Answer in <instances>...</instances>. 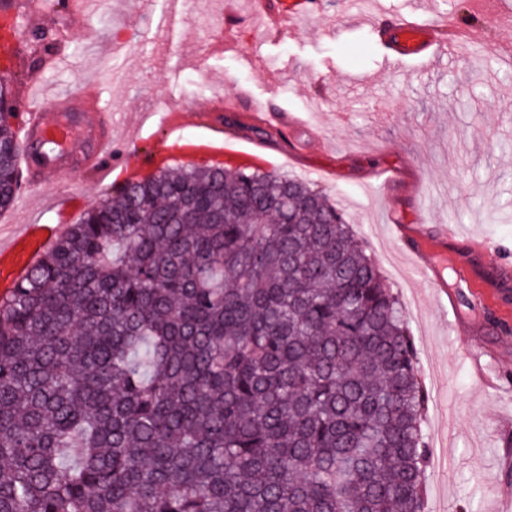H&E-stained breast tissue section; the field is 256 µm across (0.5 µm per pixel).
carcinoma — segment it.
Instances as JSON below:
<instances>
[{
	"label": "carcinoma",
	"instance_id": "cac0c4a2",
	"mask_svg": "<svg viewBox=\"0 0 512 512\" xmlns=\"http://www.w3.org/2000/svg\"><path fill=\"white\" fill-rule=\"evenodd\" d=\"M428 402L398 295L321 191L160 170L0 301V512H424Z\"/></svg>",
	"mask_w": 512,
	"mask_h": 512
}]
</instances>
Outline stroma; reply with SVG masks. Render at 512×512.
<instances>
[{"mask_svg": "<svg viewBox=\"0 0 512 512\" xmlns=\"http://www.w3.org/2000/svg\"><path fill=\"white\" fill-rule=\"evenodd\" d=\"M428 13L453 12L483 25L491 44L512 49V0H422ZM7 0L25 31L10 47L9 98L37 84L89 111L83 81L101 80L96 106L116 113L113 138L130 152L160 148L168 130L152 112L171 99L233 129L245 147L275 158L276 172L314 184L343 210L354 235L397 292L430 395L424 418L431 454L425 512H512V468L482 458L512 457V67L483 51L440 54L428 66L396 64L346 0H321L302 27L265 31L251 0H97L98 35L86 39L68 20L65 0ZM177 10L178 26L157 19ZM61 29L55 67L35 66L29 31ZM125 48L123 74L109 78V51ZM246 93L254 102L320 128L323 144L283 158V135L251 110L223 107ZM388 182L386 193L374 187ZM115 188L69 171L37 189L21 184L0 212L11 232L33 219L57 223L63 206L88 209ZM487 238L489 254L477 247ZM435 265L439 292L417 263ZM464 289L450 303L446 293ZM497 382L484 389L482 379Z\"/></svg>", "mask_w": 512, "mask_h": 512, "instance_id": "1", "label": "stroma"}]
</instances>
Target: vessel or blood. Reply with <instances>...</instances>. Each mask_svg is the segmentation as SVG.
<instances>
[{
    "label": "vessel or blood",
    "instance_id": "obj_1",
    "mask_svg": "<svg viewBox=\"0 0 512 512\" xmlns=\"http://www.w3.org/2000/svg\"><path fill=\"white\" fill-rule=\"evenodd\" d=\"M355 14L379 30V37L387 42L395 61L419 58L432 61L443 46L435 33L445 26L461 31L465 40L473 45L484 44V31L477 26H465L452 13L441 16L440 23L426 22L419 9L393 19L390 26H383L381 13L376 12L373 0H351ZM318 0H291L289 7H277L270 11L268 20L281 30L294 29L298 22L316 13ZM64 100L44 99L40 106L31 108L19 117L22 134L18 164L21 169L39 174L41 180L61 176L65 167L62 155L43 151L42 144L55 141L70 150L73 162L97 174L99 178H113L126 184L143 175L153 173L169 164L191 160L200 153L232 154L252 161L263 160L261 151L239 147L232 134L225 132L222 124H211L207 133L193 138L184 136L186 127L197 123L200 114L193 108L173 101H165L158 108L160 121L172 134L165 147L143 154L124 155L117 151L112 140V124L115 116L109 112H92V136L89 145H82L74 125L65 113ZM63 230L59 224L33 223L22 230L12 232L0 240V297L8 295L12 288L55 243Z\"/></svg>",
    "mask_w": 512,
    "mask_h": 512
}]
</instances>
